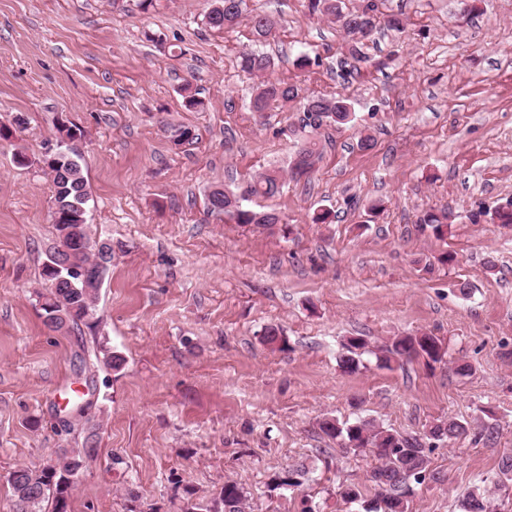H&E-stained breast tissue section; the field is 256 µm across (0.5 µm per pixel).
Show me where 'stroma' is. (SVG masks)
Here are the masks:
<instances>
[{
	"label": "stroma",
	"mask_w": 512,
	"mask_h": 512,
	"mask_svg": "<svg viewBox=\"0 0 512 512\" xmlns=\"http://www.w3.org/2000/svg\"><path fill=\"white\" fill-rule=\"evenodd\" d=\"M246 3L279 21L260 46L275 59L268 79L299 89L265 114L250 108L258 77L238 65L250 29L205 27L210 0H0V123L24 120L0 141V512H14L9 473L80 447L88 418L99 452L70 512H128L135 500L182 512L188 495L214 498L229 480L254 512H299L305 497L350 512L331 490L365 483L375 461L342 453L319 429L327 416L419 434L492 412L495 443L436 448L407 512H457L512 455V227L469 220L512 202V0H378L405 29L375 35L349 83L339 24L304 0ZM187 85L205 110L186 107ZM339 93L352 123L303 127L305 97ZM62 120L82 131L88 220L112 264L91 323L53 333L36 297L57 240L39 160ZM180 126L195 137L177 145ZM364 134L372 150L359 149ZM310 139L321 152L310 180L263 202L281 224L208 211L210 189L242 194ZM19 151L29 166L14 163ZM375 200L385 209L374 216ZM320 209L332 223H313ZM429 209L451 212L447 237L419 224ZM446 251L455 264L439 263ZM270 326L280 345L265 343ZM422 332L452 362L338 366L346 337L377 346ZM102 346L121 369L97 360ZM458 360L473 374L458 375ZM75 390L81 415L64 406ZM299 464L302 486L268 490Z\"/></svg>",
	"instance_id": "1"
}]
</instances>
